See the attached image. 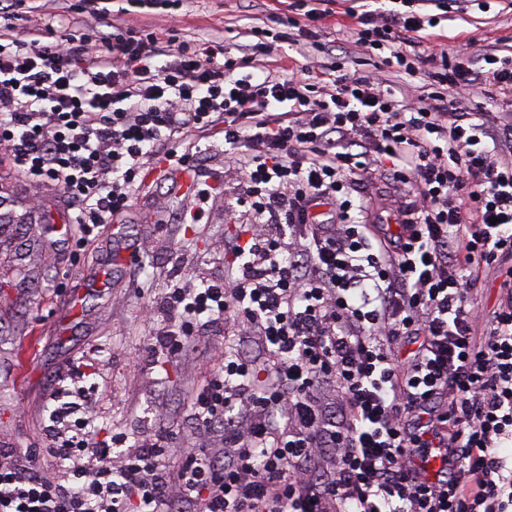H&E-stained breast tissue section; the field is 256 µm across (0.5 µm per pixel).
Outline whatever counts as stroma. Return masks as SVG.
Returning <instances> with one entry per match:
<instances>
[{
	"label": "stroma",
	"instance_id": "obj_1",
	"mask_svg": "<svg viewBox=\"0 0 512 512\" xmlns=\"http://www.w3.org/2000/svg\"><path fill=\"white\" fill-rule=\"evenodd\" d=\"M366 0H334V21L318 26L326 51L297 57L300 66L319 68L342 62L354 70L369 58L350 39L339 35L335 22L347 12H363ZM452 0H435L428 11L440 15L427 39L455 45L472 37L474 87L465 94L464 108L486 112L512 111V101L484 91L480 59L496 50L512 49V9L492 4L458 14ZM280 0H186L176 15L167 11L148 16L158 29L178 24L185 33L223 42L231 54L247 52L256 64L267 58L252 27L274 29ZM197 158L200 174L215 177L216 192L198 224H166L169 213L185 211L193 196L184 189V171L154 163L146 170L132 207V221L114 224L79 256H72L68 236L50 233L46 218L61 211L48 195L21 187L17 179L0 183V193L12 194L17 215H34L17 235L0 236V445L42 448L49 418L47 399L59 385L69 362L88 360L98 369L96 425L99 438L110 441L114 428L130 439L144 431L167 428L173 445L209 446L197 435L189 416L188 395L204 384V373L217 360L224 339H207L208 351L197 359L169 357L156 348L159 296L172 277L196 280L223 266L224 242L251 217L236 205L241 178L224 168L222 139H201ZM179 183V195L167 192ZM140 278H133V270Z\"/></svg>",
	"mask_w": 512,
	"mask_h": 512
}]
</instances>
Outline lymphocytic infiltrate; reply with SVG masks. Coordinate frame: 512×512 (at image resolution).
Returning <instances> with one entry per match:
<instances>
[{"mask_svg":"<svg viewBox=\"0 0 512 512\" xmlns=\"http://www.w3.org/2000/svg\"><path fill=\"white\" fill-rule=\"evenodd\" d=\"M328 2L281 17L276 67L242 77L250 58L221 42L142 24L159 0H80L60 31L18 28L38 7L0 0V163L53 192L78 249L126 217L152 163L193 169L198 134L223 133L253 221L224 277L164 289L156 340L190 358L231 323L258 348L225 346L191 394L215 443L177 463L163 431L100 442L68 366L46 427L56 471L0 448V512H512V267L492 315L472 303L477 270L512 260V156L450 96L473 82L468 44L418 51L415 0L344 30L377 69L428 66L427 89L293 67L295 29ZM381 168L404 190L390 224L351 198ZM428 448L445 451L431 480Z\"/></svg>","mask_w":512,"mask_h":512,"instance_id":"f902f5d3","label":"lymphocytic infiltrate"}]
</instances>
